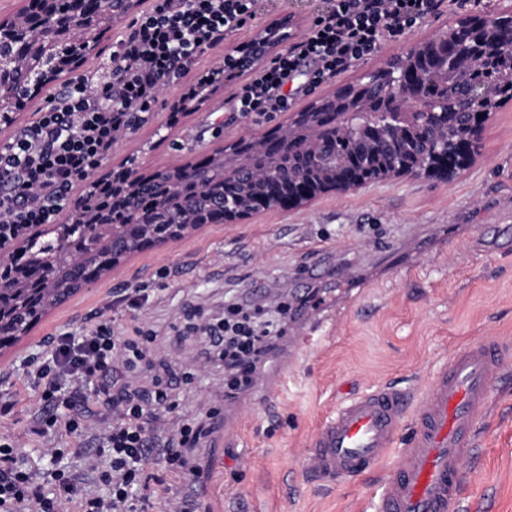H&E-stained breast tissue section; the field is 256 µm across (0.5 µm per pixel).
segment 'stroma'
Masks as SVG:
<instances>
[{"label":"stroma","mask_w":512,"mask_h":512,"mask_svg":"<svg viewBox=\"0 0 512 512\" xmlns=\"http://www.w3.org/2000/svg\"><path fill=\"white\" fill-rule=\"evenodd\" d=\"M501 0H444L440 11L399 40L386 43L348 71L307 89L298 72L285 89L292 110L360 73L384 64L466 14L494 16ZM319 0H265L254 20L199 54L179 84L164 88L147 123L131 130L115 152L139 151L143 174L156 167L198 160L246 128L265 132L286 113L265 118L233 112L240 81L209 88L207 102L167 127L169 105L183 88L213 67L224 52L245 45L254 31L280 15L295 13L308 27ZM153 143L141 152L144 143ZM335 245L339 260L310 252L314 241ZM402 249L416 265L407 277L372 262L374 251ZM344 263L346 277L336 274ZM147 289V318L171 372L181 375L187 352L199 341L179 336L175 325L197 307L221 316L225 299L269 303L287 294L297 310L280 354L293 362L270 404L243 395L220 415L207 417L222 393L224 365L210 363L181 412L206 416L208 434L191 451L199 480L174 483L169 496L201 502L200 512H371L381 480L396 467L391 452L377 468L334 484H321L305 469V452L337 406L383 383L424 394L433 372L460 346L479 339H512V107L498 112L484 135L479 157L448 177L391 179L342 195H326L310 206L265 213L240 224H213L166 251H146L117 275L90 282L80 293L35 324L25 343L0 351V437H12L14 457L33 469L43 492L62 471L80 487L102 491L96 430L101 408L93 391L84 405L92 413L86 432L52 441L43 437L40 394L27 379V364L43 355L51 338L93 321L129 324L122 297ZM335 317L330 335L295 348L297 331L316 310ZM494 403L479 423L475 454L461 469L460 512H512V373L492 383ZM233 422L225 433V422ZM56 446L58 455L48 453Z\"/></svg>","instance_id":"1"}]
</instances>
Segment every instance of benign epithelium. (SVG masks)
Wrapping results in <instances>:
<instances>
[{"label":"benign epithelium","mask_w":512,"mask_h":512,"mask_svg":"<svg viewBox=\"0 0 512 512\" xmlns=\"http://www.w3.org/2000/svg\"><path fill=\"white\" fill-rule=\"evenodd\" d=\"M138 3L139 0H98V7L92 11L87 0H70L66 10L59 7L60 0H30L29 5L1 16L0 47L9 50L18 44L22 55L16 58L13 68H0V87L26 76L29 65L36 63L38 67L36 74L27 79L21 95H0V125H11L17 113L43 97L65 75L82 68L96 54L99 38L122 20L128 7ZM451 28L461 33L455 47L448 48V32L444 31L358 78L381 90V98L396 115V121L388 127L375 119L371 102L353 104L339 87L332 94L315 99L304 110L290 113L284 123L260 136L247 131L198 161L170 164L151 173L153 181L176 191L194 168L208 163L219 170L217 180L224 186L244 189L239 208L224 209V192L220 188L214 191L213 212L189 210L181 223L170 225L168 234L156 236L149 228L143 247L127 249L123 245V225L94 224L90 213L93 194L103 181L123 188L129 197L145 190L147 183L139 170V156L127 154L85 178L70 211L57 223L35 225L25 236L0 245V269L13 267L18 257L28 256L36 242L52 233L66 252L79 258L65 268V282H60L61 272L57 270L45 282V287L63 291L68 299L85 283L83 279L73 283V274L83 270L85 261L94 255L98 257V277L104 278L133 255L180 242L209 224H238L256 214L305 206L325 194L350 193L367 183L362 178L365 172L383 180L446 176L467 168L480 155L485 129L507 103L491 100L489 90L475 84L468 90L475 111L463 118L461 132L452 145L427 149L426 129L458 124V113L448 111V94L452 93L459 72L475 68L493 55L498 59L500 73L512 81V4L493 18L462 16ZM295 37L291 14L257 29L247 45L224 53V60L204 73L206 83L197 88L195 97L183 94L173 101L171 122H176L179 114L200 109L207 100L203 91L210 85L248 76ZM353 116L360 117L358 134L373 147V153L327 165L329 137L351 128ZM269 140L276 141L281 156L307 153L309 171H285L274 161L257 162L264 156Z\"/></svg>","instance_id":"7a95c632"}]
</instances>
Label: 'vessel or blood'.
I'll list each match as a JSON object with an SVG mask.
<instances>
[{
  "instance_id": "1",
  "label": "vessel or blood",
  "mask_w": 512,
  "mask_h": 512,
  "mask_svg": "<svg viewBox=\"0 0 512 512\" xmlns=\"http://www.w3.org/2000/svg\"><path fill=\"white\" fill-rule=\"evenodd\" d=\"M512 371V344H464L436 371L424 396L379 385L340 405L307 450V470L321 481L354 478L392 449L400 461L379 490L373 512H457L461 467L478 443L477 424L492 405L491 384ZM408 441H401L403 427Z\"/></svg>"
}]
</instances>
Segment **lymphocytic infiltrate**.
Segmentation results:
<instances>
[{
    "mask_svg": "<svg viewBox=\"0 0 512 512\" xmlns=\"http://www.w3.org/2000/svg\"><path fill=\"white\" fill-rule=\"evenodd\" d=\"M442 0H324L306 32L258 71L233 97L241 116L287 111L283 87L300 66H309L316 87L368 59L440 8ZM259 0H155L118 40L112 66L69 80L56 105L0 145V244L27 227L53 223L70 204L75 180L98 169L119 135L146 122L158 93L176 83L206 48L255 18ZM148 295L129 298L137 315L126 326L96 322L56 336L30 373L47 410L42 433L75 434L85 425L78 409L82 388H91L112 416L101 430L109 466L99 480L108 495L77 492L70 477L56 474L58 489L43 494L32 470L16 465L13 447L0 440V512H148L154 500L169 512H190L169 499L172 482L194 474L185 449L201 437L199 418L179 415V396L164 361L154 359L157 334L138 312ZM288 304L250 310L228 302L218 324L186 323L187 336H207L211 348L183 373L195 384L203 362L224 363V399L249 391L260 366L284 341ZM162 464L152 478L149 467Z\"/></svg>",
    "mask_w": 512,
    "mask_h": 512,
    "instance_id": "f902f5d3",
    "label": "lymphocytic infiltrate"
}]
</instances>
